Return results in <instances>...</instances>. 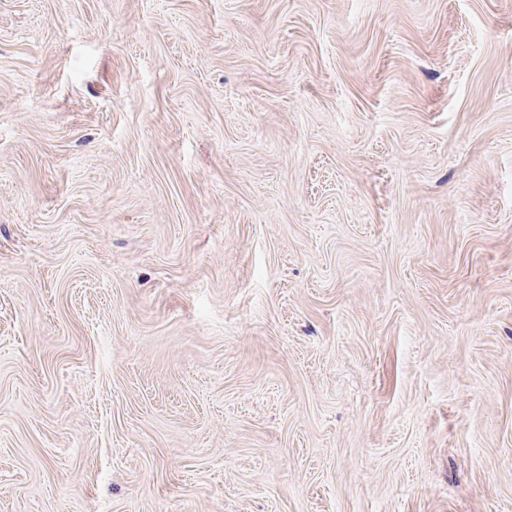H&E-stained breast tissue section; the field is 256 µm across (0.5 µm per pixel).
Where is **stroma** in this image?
Returning a JSON list of instances; mask_svg holds the SVG:
<instances>
[{"instance_id": "stroma-1", "label": "stroma", "mask_w": 512, "mask_h": 512, "mask_svg": "<svg viewBox=\"0 0 512 512\" xmlns=\"http://www.w3.org/2000/svg\"><path fill=\"white\" fill-rule=\"evenodd\" d=\"M0 512H512V0H0Z\"/></svg>"}]
</instances>
